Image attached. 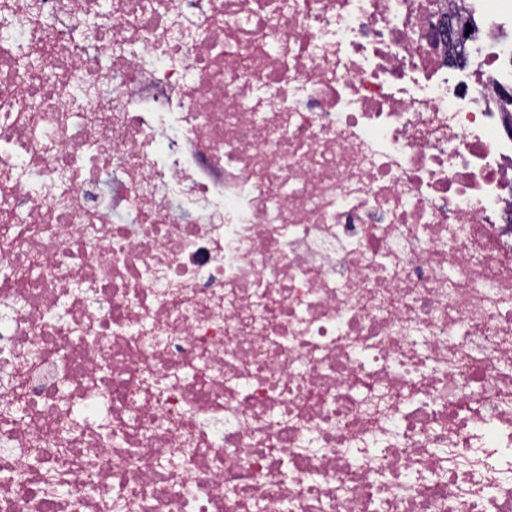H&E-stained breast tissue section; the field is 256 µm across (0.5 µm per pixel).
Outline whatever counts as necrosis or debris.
<instances>
[{
  "label": "necrosis or debris",
  "instance_id": "4bbe7bcc",
  "mask_svg": "<svg viewBox=\"0 0 512 512\" xmlns=\"http://www.w3.org/2000/svg\"><path fill=\"white\" fill-rule=\"evenodd\" d=\"M465 4L452 74L436 0H0V512H512Z\"/></svg>",
  "mask_w": 512,
  "mask_h": 512
}]
</instances>
